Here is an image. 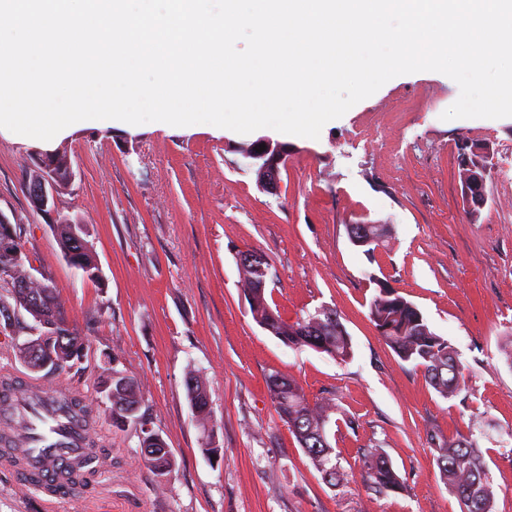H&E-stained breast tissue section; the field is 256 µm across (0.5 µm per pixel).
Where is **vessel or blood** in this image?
Returning a JSON list of instances; mask_svg holds the SVG:
<instances>
[{"instance_id":"b4317fda","label":"vessel or blood","mask_w":512,"mask_h":512,"mask_svg":"<svg viewBox=\"0 0 512 512\" xmlns=\"http://www.w3.org/2000/svg\"><path fill=\"white\" fill-rule=\"evenodd\" d=\"M75 397L68 385L48 392L35 383L23 388L0 385V427L7 431L5 444L13 449L0 457V464L50 501L69 497L70 478L88 476L93 458L102 454L88 428L51 407L52 401Z\"/></svg>"}]
</instances>
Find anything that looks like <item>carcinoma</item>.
<instances>
[{"label":"carcinoma","mask_w":512,"mask_h":512,"mask_svg":"<svg viewBox=\"0 0 512 512\" xmlns=\"http://www.w3.org/2000/svg\"><path fill=\"white\" fill-rule=\"evenodd\" d=\"M57 242L62 252L72 247L75 238L88 237L83 224H57L54 226ZM79 267L88 279H99L98 261L93 250L76 257ZM244 285H253L247 294L250 311L255 322L264 330L291 347H310L334 360L346 361L353 355L351 338L340 319L325 314L306 313L294 321L283 318L267 300V288L272 279L268 262L249 266L240 271ZM21 275L13 258L0 250V291L15 298V277ZM32 292L37 295L36 308L29 316H50L60 322H68L64 306L55 288H42L35 284ZM369 318L374 327L386 328L381 334L386 344L404 362H409L424 371L429 384L445 399L457 396L465 385V378L457 353L452 345L437 335L422 312L401 294H392L386 288L378 289L369 301ZM315 323V332H310V323ZM60 368L78 364L87 356V345L73 328L62 337L61 345L52 350ZM118 369H108L99 383L100 392L111 404L112 428L123 430L130 425L144 427L140 415V393L137 379L132 375L115 376ZM275 412L288 424L300 446L310 457L315 469L329 476L330 485L337 487L347 481L338 455L329 441V424L334 407L330 401L310 403L300 384L291 377L278 372L265 379ZM190 408L203 433L206 434L202 452H215L212 446L213 427L210 426L211 411L206 379L195 371L184 380ZM140 447L153 448L155 452L144 456L148 469L157 477L173 474L176 468L174 456L163 437L156 430L140 431ZM433 456L439 466L444 482L463 502L466 512H493L494 490L488 466L471 438L461 435L433 448ZM361 478L370 490L382 494L402 488L400 477L381 448H370L362 457Z\"/></svg>","instance_id":"carcinoma-1"}]
</instances>
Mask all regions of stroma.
Here are the masks:
<instances>
[{"instance_id":"35a3bbf8","label":"stroma","mask_w":512,"mask_h":512,"mask_svg":"<svg viewBox=\"0 0 512 512\" xmlns=\"http://www.w3.org/2000/svg\"><path fill=\"white\" fill-rule=\"evenodd\" d=\"M458 85L428 71L400 75L321 131L266 129L292 150L278 193L263 191L238 151L253 134L93 127L42 141L0 128V212L21 227L34 273L49 278L88 344L81 364L43 377L69 381L92 414L106 460L90 491L46 504L0 470V512H465L441 478L435 443L471 435L512 512V117L442 120ZM494 152L488 203L470 221L458 188L464 144ZM66 152L74 173L61 214L86 224L102 277L69 265L25 183L39 154ZM350 224H384L386 248L366 255ZM271 262L270 306L285 319L336 309L351 359L289 347L253 319L236 263ZM422 311L457 350L465 387L445 399L401 361L368 317L374 279ZM140 384V412L176 459L168 480L145 465L136 428L113 429L98 392L106 357ZM204 375L217 455L202 451L184 378ZM296 379L309 401L333 399L330 442L351 483L331 487L274 410L265 377ZM481 420L472 428V420ZM385 450L404 483L378 494L358 482L362 452Z\"/></svg>"}]
</instances>
